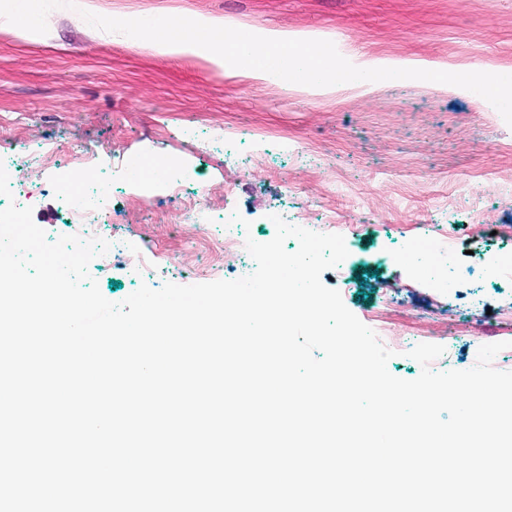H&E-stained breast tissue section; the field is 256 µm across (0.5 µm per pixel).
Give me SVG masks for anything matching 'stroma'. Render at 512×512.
I'll return each instance as SVG.
<instances>
[{"label": "stroma", "mask_w": 512, "mask_h": 512, "mask_svg": "<svg viewBox=\"0 0 512 512\" xmlns=\"http://www.w3.org/2000/svg\"><path fill=\"white\" fill-rule=\"evenodd\" d=\"M78 9L50 12L45 34L19 39L0 32V158L25 153L30 140L65 152L86 148L113 180L103 203L112 237L128 219L144 216L153 232L128 236L130 248L154 251L133 269L125 251L90 265L102 295L124 300L140 284L160 288L193 284L181 268L182 244L164 200L144 201L120 177L130 157L146 167L183 155L194 174L186 192L209 190L214 214L208 229L223 234L222 207L237 210L251 237L272 239L270 210L308 213L321 221L327 204L360 197L364 208L350 221L364 231L348 246L344 276L321 280L340 292L346 307L374 332L403 333L390 373L412 380L420 364L406 348L427 342L442 318L462 324L438 337L446 351L437 370H467L480 346L508 341L493 359L512 371V281L494 277L490 265L512 253V184L487 181L512 166V127L482 97L467 90L417 80L372 82L342 93L339 86L271 84L227 75L194 58L136 52L111 33L88 25L82 11L138 18L145 14L203 16L222 26L326 39L352 64L364 60H416L438 70L452 65L494 73L512 63V0H78ZM242 133L257 128L300 136L307 157L274 146L264 163L251 160L249 144L232 159L187 151L183 127L206 133L216 119ZM0 206L31 207L48 240L69 234L61 210L57 169L10 180ZM484 231L471 232L473 219ZM453 234L457 276L452 290L434 288L406 262L411 241Z\"/></svg>", "instance_id": "obj_1"}]
</instances>
